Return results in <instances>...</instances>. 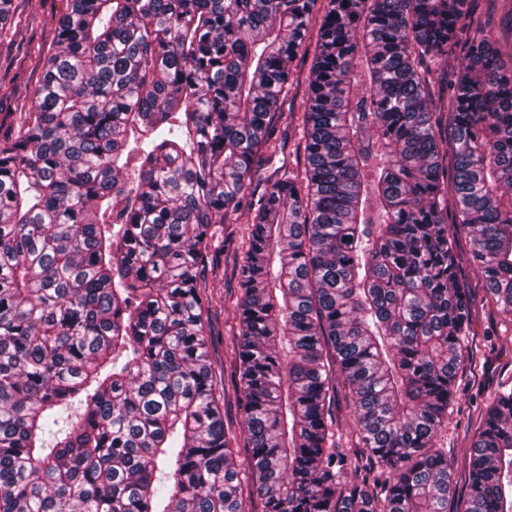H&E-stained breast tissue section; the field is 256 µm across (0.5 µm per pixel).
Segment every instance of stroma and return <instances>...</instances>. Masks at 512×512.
Segmentation results:
<instances>
[{
	"label": "stroma",
	"instance_id": "obj_1",
	"mask_svg": "<svg viewBox=\"0 0 512 512\" xmlns=\"http://www.w3.org/2000/svg\"><path fill=\"white\" fill-rule=\"evenodd\" d=\"M15 11L0 29V129L17 127L43 77V58L53 51L63 0H14ZM249 216L240 212L235 239L224 249V285L215 289L209 313V352L214 373L224 381V426L234 449H243L245 433L235 387L236 338L231 312L239 295L234 266L246 250ZM472 354L474 368L460 372L457 400L448 411L437 445L447 454L454 484L464 485L469 447L482 408L499 385L512 384V317L491 306L483 291L474 296Z\"/></svg>",
	"mask_w": 512,
	"mask_h": 512
}]
</instances>
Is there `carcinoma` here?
<instances>
[{
  "mask_svg": "<svg viewBox=\"0 0 512 512\" xmlns=\"http://www.w3.org/2000/svg\"><path fill=\"white\" fill-rule=\"evenodd\" d=\"M478 6L65 0L0 139V512H253L248 484L261 512H512V388L464 495L436 447L474 288L512 317V66ZM280 126L299 180L266 173ZM241 211L244 465L204 302ZM352 415V409L341 398L339 405L336 407V441L343 448H349L352 441L350 435Z\"/></svg>",
  "mask_w": 512,
  "mask_h": 512,
  "instance_id": "cac0c4a2",
  "label": "carcinoma"
}]
</instances>
